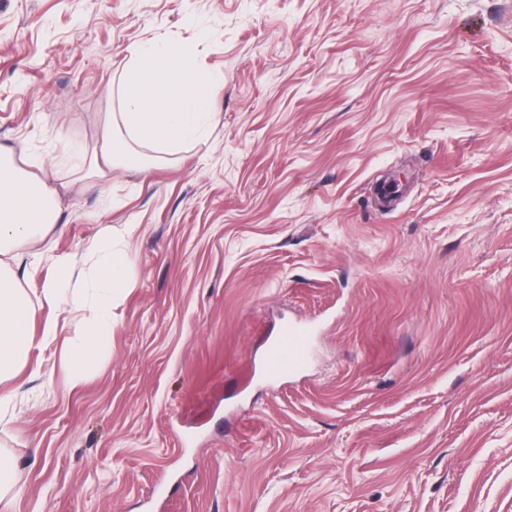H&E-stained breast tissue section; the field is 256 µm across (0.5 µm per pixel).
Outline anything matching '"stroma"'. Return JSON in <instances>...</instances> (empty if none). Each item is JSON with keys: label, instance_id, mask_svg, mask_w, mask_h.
<instances>
[{"label": "stroma", "instance_id": "1", "mask_svg": "<svg viewBox=\"0 0 512 512\" xmlns=\"http://www.w3.org/2000/svg\"><path fill=\"white\" fill-rule=\"evenodd\" d=\"M148 40L222 74L210 136L79 182ZM0 142L72 185L28 292L134 258L80 386L37 309L8 512H512V0H0ZM307 333L284 324L269 344L264 371L269 378H278L298 368L305 359Z\"/></svg>", "mask_w": 512, "mask_h": 512}]
</instances>
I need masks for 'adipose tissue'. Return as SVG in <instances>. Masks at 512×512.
I'll return each instance as SVG.
<instances>
[{"label": "adipose tissue", "mask_w": 512, "mask_h": 512, "mask_svg": "<svg viewBox=\"0 0 512 512\" xmlns=\"http://www.w3.org/2000/svg\"><path fill=\"white\" fill-rule=\"evenodd\" d=\"M221 82L220 75L196 66L186 47L154 41L129 47L118 81L120 111L107 113L94 143L76 146L87 178L105 183L116 167L146 170L152 157L141 147L145 140L164 148L206 140L211 95ZM60 217V191L44 162L0 144V385L26 368L36 344H49L58 335L53 321L34 332L39 301L68 308L84 323L81 333L64 344L73 362L67 377L70 386H79L88 367L104 355L112 306L121 293L128 261L127 255L115 250L111 233L91 245L88 271L79 286H72V266L61 259L34 300L12 267L16 250L34 247L54 233Z\"/></svg>", "instance_id": "1"}]
</instances>
